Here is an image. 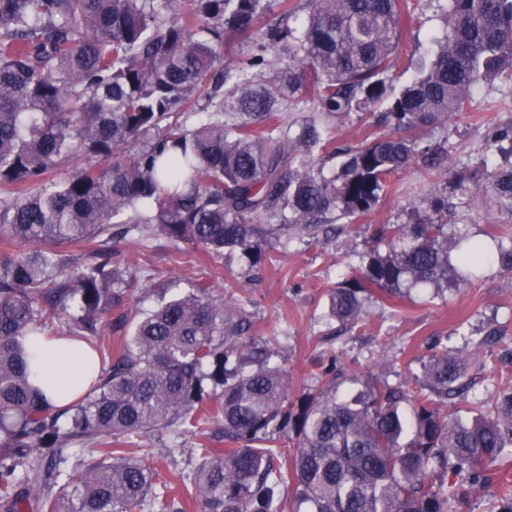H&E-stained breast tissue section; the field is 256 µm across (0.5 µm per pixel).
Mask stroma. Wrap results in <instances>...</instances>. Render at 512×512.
Masks as SVG:
<instances>
[{"label": "stroma", "mask_w": 512, "mask_h": 512, "mask_svg": "<svg viewBox=\"0 0 512 512\" xmlns=\"http://www.w3.org/2000/svg\"><path fill=\"white\" fill-rule=\"evenodd\" d=\"M416 20L404 25L401 47L407 66L384 74L387 99L336 114L328 124L336 146L357 147L388 108L389 98L428 69L442 35L445 0H410ZM512 86L497 79L474 91L471 112L449 117L433 138L448 150L441 166L423 160L390 179L391 186L367 216L353 220L345 233L321 241L281 237L275 244L276 262L260 268L254 279L243 277L239 254L209 258L204 249L163 237L145 238L130 232L111 242V264L136 270L142 289L131 303L140 311L161 300L185 294L193 279L205 277L215 288H230L251 319L254 337L278 339V358L287 362L296 394L316 392L322 373L337 365L397 384L413 381L432 355L435 338L466 363L473 397L484 399L512 389V273L496 260H487L472 284L445 289L417 287L396 303L379 296L365 299L362 317L336 340L326 312L331 288L346 278L377 246L375 232L382 224H409L416 215L432 212L436 200L448 203L442 219L449 232L463 231L484 239L495 225L512 227V209L499 203L484 186L504 166L490 136V121L512 122V107L490 114L488 102L502 99ZM224 445V423L215 421L204 432L180 435L157 430L128 437L132 455L157 470L155 492L171 488L182 512H200L198 500L184 478L195 468L201 446Z\"/></svg>", "instance_id": "1"}]
</instances>
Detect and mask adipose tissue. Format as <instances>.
Returning <instances> with one entry per match:
<instances>
[{
	"label": "adipose tissue",
	"mask_w": 512,
	"mask_h": 512,
	"mask_svg": "<svg viewBox=\"0 0 512 512\" xmlns=\"http://www.w3.org/2000/svg\"><path fill=\"white\" fill-rule=\"evenodd\" d=\"M39 365L35 385L63 405L87 392L92 378L82 347L65 336L40 339L34 345Z\"/></svg>",
	"instance_id": "1"
}]
</instances>
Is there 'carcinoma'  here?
Instances as JSON below:
<instances>
[{"instance_id":"cac0c4a2","label":"carcinoma","mask_w":512,"mask_h":512,"mask_svg":"<svg viewBox=\"0 0 512 512\" xmlns=\"http://www.w3.org/2000/svg\"><path fill=\"white\" fill-rule=\"evenodd\" d=\"M308 5L297 29L257 26L266 0H184L171 18L158 0H0V502L10 512H172L174 500L152 493L157 471L117 444L202 430L219 415L230 447L201 449V512H463L468 491L489 485L488 512H512V392L469 398L448 348L415 388L341 368L294 398L270 341L250 336L244 309L212 283L196 279L140 317L127 306L137 275L108 265V243L135 230L215 256L238 250L249 277L272 261L276 232L316 239L343 232L338 212L368 214L390 176L444 151L415 131L467 112L481 82L512 81V0H447L448 29L427 73L386 112L392 128L344 151L327 179L308 153L330 141L313 126L290 135L281 102L304 93L332 117L379 101V75L404 61L408 2ZM230 32L247 51L226 68ZM272 47L297 69L255 85ZM203 99L213 115L188 125ZM107 157L110 170L93 162ZM492 190L512 204V168ZM377 235L387 251L330 293L343 326L375 292L466 282L492 252L512 271V229L471 243L425 216ZM17 242L30 249L13 251ZM83 242V261L62 258L59 246ZM108 320L130 327L114 347L99 340ZM55 329L86 342L100 368L62 409L31 382L27 354ZM43 448L71 452L45 465Z\"/></svg>"}]
</instances>
